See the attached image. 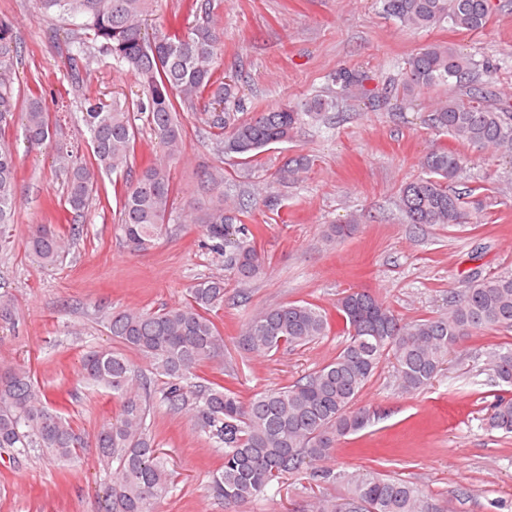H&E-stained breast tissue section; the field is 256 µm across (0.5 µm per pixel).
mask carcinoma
I'll return each mask as SVG.
<instances>
[{"label":"carcinoma","instance_id":"cac0c4a2","mask_svg":"<svg viewBox=\"0 0 512 512\" xmlns=\"http://www.w3.org/2000/svg\"><path fill=\"white\" fill-rule=\"evenodd\" d=\"M156 0H35L41 14H56L74 26L71 75L89 60L91 41L117 67L134 71L143 95L106 105L86 100L85 123L92 156L86 158L57 139L45 91L30 93L24 112V135L32 146L54 143L59 172L67 183L66 204L74 218L88 209L99 177L128 165L134 152L136 121L143 119L158 139L175 147L181 141L178 106L205 101L206 124L218 130L216 146L245 163L270 146L290 140L299 126L317 124L349 96L376 103L386 91L368 87L371 77L341 68L331 75L325 94L297 104L240 116L238 77L216 75L224 54V31L202 21L183 29L158 24L146 33ZM383 13L400 27L423 31L440 25L477 32L495 9L493 0H381ZM21 57L13 24L0 17V228L15 223L18 203L17 165L5 140L15 124L14 61ZM497 65L478 63L453 46L427 43L401 67L403 98L437 86L454 90L432 110L429 125L446 134L451 146L435 148L420 160L424 174L398 191V206L410 224L461 227L468 212L497 205V196L461 191L469 158L466 146L490 148L512 157V105L500 102L493 85ZM303 156L288 159L278 170L281 181H297L308 169ZM216 190L212 206L195 220L209 248L224 256V267L241 282L264 273L267 259L255 244L245 205L224 197V172L209 173ZM119 202L118 226L133 252L151 249L168 231L173 187L167 166L151 164L114 186ZM357 222L329 224L328 241L350 238ZM26 249L46 266L56 265L64 242L54 224H33ZM185 302L155 311L124 309L106 316V328L119 347L85 356L79 376L112 391L118 415L93 437L97 459L112 473L106 512H154L172 491L166 454L150 433L152 378L163 377L160 401L172 413L191 414L196 429L224 449V463L213 475L211 490L237 508L308 462L329 459L346 437L366 427L367 409L360 395L385 361L392 364L399 391L425 390L442 371L448 354L463 338L486 329H512V272L474 273L464 281L448 311L406 323L376 294L349 289L336 301V315L346 340L336 357L291 383L244 399L215 381H195L197 371L223 356L224 338L211 311L224 303V279L194 282ZM331 317L321 307L291 301L254 315L239 345L255 354L292 351L330 335ZM145 358L151 375L138 373L127 352ZM486 371L498 384L512 388V345L486 353ZM488 430L512 434V396L497 394L485 418ZM88 445L86 434L48 406L46 395L24 369H0V455L18 462L38 454L67 460ZM345 493L322 495L314 512H437L415 485L372 472L345 475Z\"/></svg>","mask_w":512,"mask_h":512}]
</instances>
